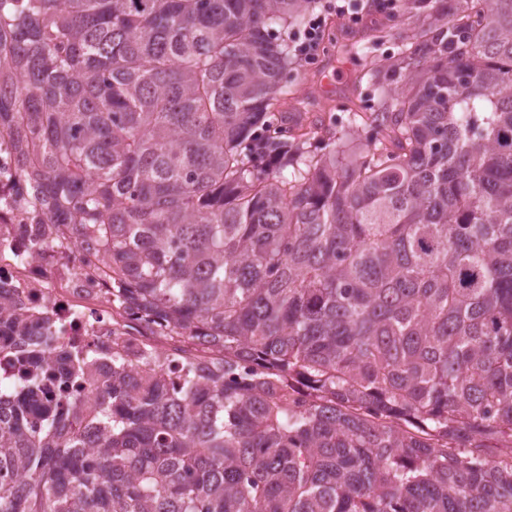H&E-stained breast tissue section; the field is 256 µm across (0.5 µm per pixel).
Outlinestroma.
<instances>
[{"mask_svg":"<svg viewBox=\"0 0 512 512\" xmlns=\"http://www.w3.org/2000/svg\"><path fill=\"white\" fill-rule=\"evenodd\" d=\"M312 22L321 26L323 49L319 56L302 60L288 76L293 93L292 111L306 118L324 115L339 121L350 113L371 111L376 96L369 83H356L370 63L392 55L399 29L415 26L400 0L386 12L352 7L350 13L324 18L315 13Z\"/></svg>","mask_w":512,"mask_h":512,"instance_id":"1","label":"stroma"}]
</instances>
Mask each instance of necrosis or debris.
Returning a JSON list of instances; mask_svg holds the SVG:
<instances>
[{
	"instance_id": "necrosis-or-debris-1",
	"label": "necrosis or debris",
	"mask_w": 512,
	"mask_h": 512,
	"mask_svg": "<svg viewBox=\"0 0 512 512\" xmlns=\"http://www.w3.org/2000/svg\"><path fill=\"white\" fill-rule=\"evenodd\" d=\"M22 183L14 138L0 129V280L11 285L25 311L49 316L56 340L79 341L85 348L102 351L107 361L116 342L130 349L148 345L161 353L184 346L176 335L147 328L132 306L113 302L102 252L73 249L67 260L55 263L32 254L31 240L19 227L36 223L37 218ZM187 349L200 362L213 355L205 345Z\"/></svg>"
}]
</instances>
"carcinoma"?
I'll use <instances>...</instances> for the list:
<instances>
[{
    "label": "carcinoma",
    "mask_w": 512,
    "mask_h": 512,
    "mask_svg": "<svg viewBox=\"0 0 512 512\" xmlns=\"http://www.w3.org/2000/svg\"><path fill=\"white\" fill-rule=\"evenodd\" d=\"M288 127L323 0H0L35 253L217 357L57 344L0 281V512H512V0ZM94 387L80 399L81 383Z\"/></svg>",
    "instance_id": "1"
}]
</instances>
